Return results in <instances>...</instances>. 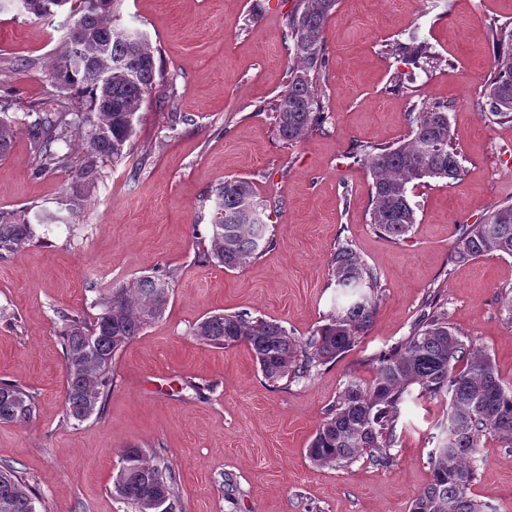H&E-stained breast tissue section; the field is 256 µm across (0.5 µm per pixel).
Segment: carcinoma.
I'll use <instances>...</instances> for the list:
<instances>
[{
	"label": "carcinoma",
	"instance_id": "obj_1",
	"mask_svg": "<svg viewBox=\"0 0 512 512\" xmlns=\"http://www.w3.org/2000/svg\"><path fill=\"white\" fill-rule=\"evenodd\" d=\"M38 17L50 18L70 6L63 49L50 68L51 85L70 94L63 112H47L30 134L42 169L70 166L61 144H70L83 130V156L73 171L78 192L70 206L91 198L101 177L100 162L125 155L135 133V118L147 97L161 85L163 74L146 36L117 25L120 0L107 10L94 0H0ZM288 15V38L294 61L288 83L273 103L279 138L296 143L316 126L321 110L315 84L326 69L325 29L336 0H296ZM498 44L488 64L480 109L498 122L512 123V30H491ZM414 64L432 66L438 56L426 42L398 45ZM444 104L411 105L407 112L409 138L397 145L362 146L361 163L371 177L370 224L379 234L403 240L416 223L415 204L408 194L414 180L455 181L465 172L463 157L453 143ZM15 130L0 119V156L13 143ZM256 201L252 182L229 178L216 193L211 251L218 263L239 268L268 243L261 213L244 209ZM35 236L23 216L0 215V252L14 253ZM455 259L470 262L489 255L512 257V202L488 211L479 224L458 225ZM331 279L348 293L347 301L305 342L280 324L246 313H216L194 329V335L215 348L244 344L265 379L302 378L312 369L334 361L368 334L380 298L378 275L365 265L351 241L336 239ZM170 299L163 274L141 277L100 296V312L88 323L79 315H63L61 336L65 362L63 407L67 418L83 422L104 413L112 362L148 323L164 315ZM429 398H448L446 436L431 454V480L411 501L409 512H484L469 495L482 439L490 436L512 444V383L502 379L492 358L466 346L444 317L427 314L410 336L378 358L370 383L351 379L336 405L319 425L307 448L318 465L345 467L365 458L375 466L393 465L391 448L403 433L401 408L413 389ZM35 402L25 388L0 381V422L24 424L34 416ZM176 479L163 456L147 448H127L113 481V492L135 512H176ZM0 512H35L34 500L17 471L0 468Z\"/></svg>",
	"mask_w": 512,
	"mask_h": 512
}]
</instances>
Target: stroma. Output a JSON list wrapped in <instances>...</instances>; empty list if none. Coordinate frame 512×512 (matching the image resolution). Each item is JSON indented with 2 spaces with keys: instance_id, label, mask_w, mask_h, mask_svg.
I'll list each match as a JSON object with an SVG mask.
<instances>
[{
  "instance_id": "35a3bbf8",
  "label": "stroma",
  "mask_w": 512,
  "mask_h": 512,
  "mask_svg": "<svg viewBox=\"0 0 512 512\" xmlns=\"http://www.w3.org/2000/svg\"><path fill=\"white\" fill-rule=\"evenodd\" d=\"M296 0H121L119 23L141 30L165 79L137 114L127 155L104 161L92 201L42 224L0 256V380L33 395L35 418L0 423V464L17 470L37 512H132L113 491L123 449L150 448L176 475L177 512H408L430 481L443 437L439 400L413 396L395 462L319 466L306 448L350 379L370 381L379 353L410 336L430 293L462 340L512 382V257L456 262L460 224L512 200V123L476 102L492 56L490 25L512 29V0H338L319 82L324 122L279 139L270 106L288 81L286 19ZM58 21L0 11V99L16 127L0 156V213L55 211L71 171L42 170L28 128L62 109L49 69ZM441 58L414 68L394 52L409 38ZM449 105L461 180L410 184L417 220L395 242L370 223L371 178L357 145L404 140L406 102ZM252 182L269 245L242 267L210 256L211 199L225 179ZM380 276L381 303L358 346L307 378L265 380L246 346L199 341L218 312L280 323L306 340L342 306L330 279L338 235ZM165 273V315L120 351L103 415L63 409V314L91 317L100 289ZM471 495L512 512V446L487 438Z\"/></svg>"
}]
</instances>
